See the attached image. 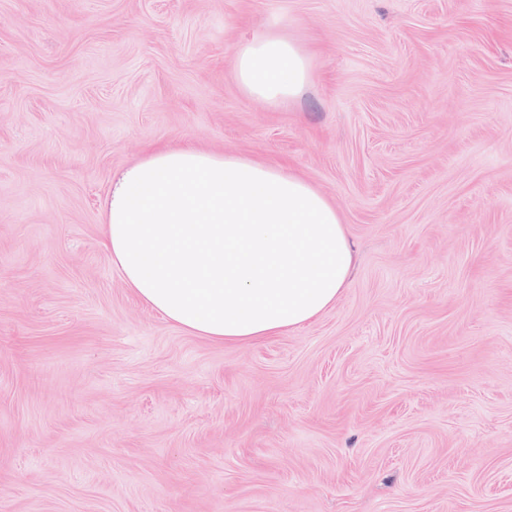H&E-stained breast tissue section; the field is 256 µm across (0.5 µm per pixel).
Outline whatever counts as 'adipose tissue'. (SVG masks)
<instances>
[{
	"label": "adipose tissue",
	"instance_id": "1",
	"mask_svg": "<svg viewBox=\"0 0 512 512\" xmlns=\"http://www.w3.org/2000/svg\"><path fill=\"white\" fill-rule=\"evenodd\" d=\"M237 79L272 105L298 97L310 64L273 31L241 46ZM102 246L128 288L168 321L221 343L312 323L354 265L327 199L280 164L157 148L124 172L105 210Z\"/></svg>",
	"mask_w": 512,
	"mask_h": 512
}]
</instances>
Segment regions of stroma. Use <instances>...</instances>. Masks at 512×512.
Listing matches in <instances>:
<instances>
[{
	"instance_id": "obj_1",
	"label": "stroma",
	"mask_w": 512,
	"mask_h": 512,
	"mask_svg": "<svg viewBox=\"0 0 512 512\" xmlns=\"http://www.w3.org/2000/svg\"><path fill=\"white\" fill-rule=\"evenodd\" d=\"M311 64L280 106L238 46ZM278 163L348 288L224 344L101 247L156 147ZM0 512H512V0H0ZM234 64L244 90L271 105L298 97L311 79L307 56L279 31L241 46L235 54Z\"/></svg>"
}]
</instances>
